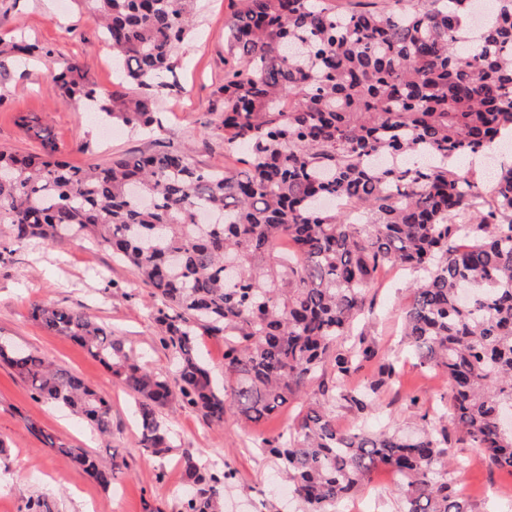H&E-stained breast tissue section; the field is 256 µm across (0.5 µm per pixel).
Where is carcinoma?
Instances as JSON below:
<instances>
[{
    "mask_svg": "<svg viewBox=\"0 0 512 512\" xmlns=\"http://www.w3.org/2000/svg\"><path fill=\"white\" fill-rule=\"evenodd\" d=\"M224 27V158L205 169L190 150L118 155L80 168L58 155L37 117L42 153L0 150V224L10 241L82 237L129 263L158 301L169 379L136 364L112 329L83 311L34 303L43 327L78 342L133 394L141 447L173 448L160 409L179 401L210 423L231 412L257 423L300 391L316 399L294 427L262 441L305 512H334L383 466L398 475L400 512H472L448 480V426L488 462L512 470V164L484 190L457 162L512 139V0H496L466 38L475 0H238ZM197 0H95L112 45L117 90L78 65L63 94L114 124L158 123L159 101L182 90L176 50L194 33ZM344 200L324 209L328 197ZM416 274L404 336L451 388L440 423L417 435L336 429L359 420L376 385L350 380L375 351L356 333L374 274ZM224 340V385L200 355ZM4 361L47 403L111 433L112 407L82 378L0 343ZM44 444L103 489L104 467L32 422ZM185 512H218L227 474L185 461Z\"/></svg>",
    "mask_w": 512,
    "mask_h": 512,
    "instance_id": "1",
    "label": "carcinoma"
}]
</instances>
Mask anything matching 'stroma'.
Wrapping results in <instances>:
<instances>
[{"instance_id":"1","label":"stroma","mask_w":512,"mask_h":512,"mask_svg":"<svg viewBox=\"0 0 512 512\" xmlns=\"http://www.w3.org/2000/svg\"><path fill=\"white\" fill-rule=\"evenodd\" d=\"M229 6L230 0H199L194 36L181 51L178 75L183 90L161 102V130L145 134L123 128L113 134L103 132L82 102L63 98L55 81L59 71L76 62L97 86L111 88L116 83L112 48L101 35L89 0H0V148L41 149L40 139L21 123L29 115L42 118L58 148L79 167L176 147L191 149L201 167H223L224 133L217 125L224 97L218 89L224 84V18ZM23 42L36 48L26 62L17 51ZM409 282L404 271L388 267L366 290L373 313L360 328L375 356L363 362L354 383L381 384L366 417L373 431L411 432L422 420H436L440 398L450 392L444 373L400 357ZM35 303L83 310L109 326L140 364L170 378L175 375L153 320L156 301L131 266L79 239L34 241L0 254V337L83 378L112 405V432L98 436L69 411L33 399L27 385L0 363V512H30L38 501L48 512H182L189 455L203 467L216 464L231 472L222 512H268L275 497L285 502V512H302L277 462L262 454L258 444L292 428L298 414L312 405V391H301L278 416L259 423L229 414L216 426L181 402H172L160 416L175 446L157 459L140 446L132 394L84 347L35 321L30 313ZM392 359L399 362L397 373L382 379V366ZM414 395L420 398L415 406L410 403ZM32 421L61 441L88 450L103 466L122 462L121 478L111 489H103L68 458L46 448L29 431ZM448 457L469 462L450 477L474 512H500L498 495L512 494V471L489 466L482 451L456 430L448 436ZM396 489V476L376 469L356 496L337 504L336 512H398Z\"/></svg>"}]
</instances>
